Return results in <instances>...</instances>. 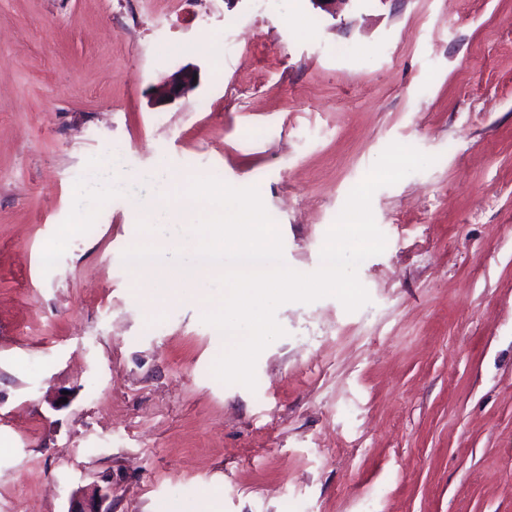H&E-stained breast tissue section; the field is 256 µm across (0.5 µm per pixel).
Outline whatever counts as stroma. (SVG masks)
<instances>
[{
  "mask_svg": "<svg viewBox=\"0 0 512 512\" xmlns=\"http://www.w3.org/2000/svg\"><path fill=\"white\" fill-rule=\"evenodd\" d=\"M394 142L436 161L372 196L369 303L281 305L219 382L224 291L131 275L133 200L257 187L311 273ZM106 475L112 512H512V0H0V512ZM197 77V81H194ZM200 84V70L196 65L187 64L166 74L155 86L153 105L163 106L186 97ZM126 173L115 163H110L103 169L95 170L86 185L88 193L101 201L109 199L113 187L123 181Z\"/></svg>",
  "mask_w": 512,
  "mask_h": 512,
  "instance_id": "35a3bbf8",
  "label": "stroma"
}]
</instances>
